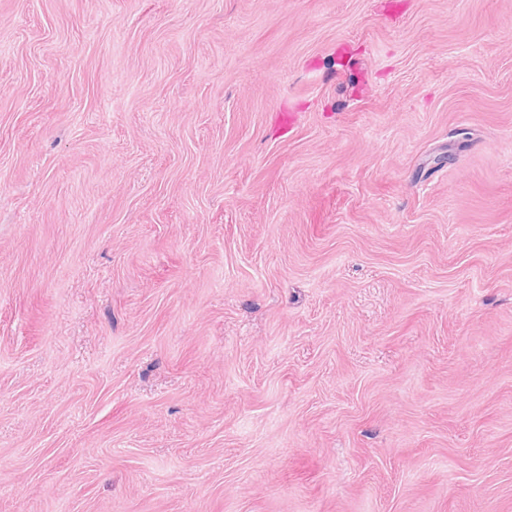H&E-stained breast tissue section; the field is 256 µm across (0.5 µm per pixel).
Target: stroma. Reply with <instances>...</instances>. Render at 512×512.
Segmentation results:
<instances>
[{
	"instance_id": "35a3bbf8",
	"label": "stroma",
	"mask_w": 512,
	"mask_h": 512,
	"mask_svg": "<svg viewBox=\"0 0 512 512\" xmlns=\"http://www.w3.org/2000/svg\"><path fill=\"white\" fill-rule=\"evenodd\" d=\"M0 0V512H512V0Z\"/></svg>"
}]
</instances>
